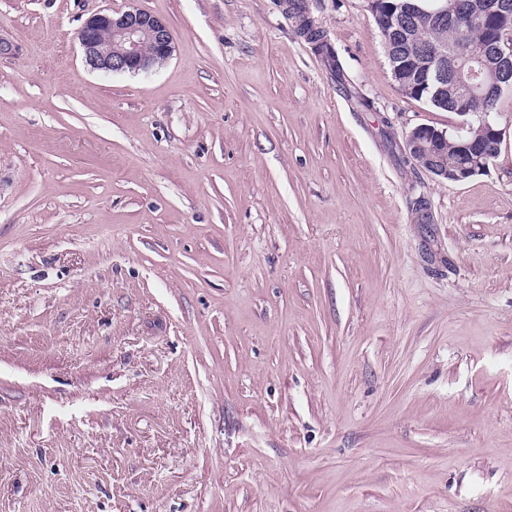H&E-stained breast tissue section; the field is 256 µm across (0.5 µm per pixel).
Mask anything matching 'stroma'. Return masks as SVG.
<instances>
[{"label": "stroma", "mask_w": 512, "mask_h": 512, "mask_svg": "<svg viewBox=\"0 0 512 512\" xmlns=\"http://www.w3.org/2000/svg\"><path fill=\"white\" fill-rule=\"evenodd\" d=\"M305 2L344 83L291 0H0V512H512V95L436 177L460 116ZM131 6L173 56L91 70ZM291 10L294 15L293 17L297 22H299V30L301 31V34L306 36L311 43L317 44V50L325 56L336 77L341 79L343 71L342 65L335 55L333 47L326 40L324 32L314 25L313 20L307 12L305 3H294L292 4ZM78 40L85 63L107 74L148 72L175 51L168 23L138 8L94 14L80 28ZM148 45L153 47L151 52L146 50Z\"/></svg>", "instance_id": "1"}]
</instances>
